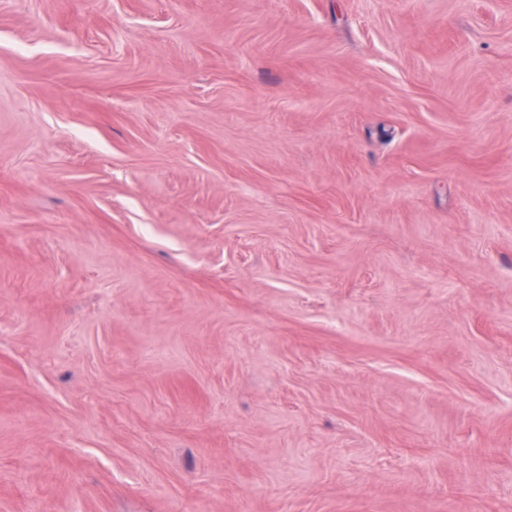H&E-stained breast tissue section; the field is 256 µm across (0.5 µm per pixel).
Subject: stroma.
<instances>
[{"instance_id": "stroma-1", "label": "stroma", "mask_w": 512, "mask_h": 512, "mask_svg": "<svg viewBox=\"0 0 512 512\" xmlns=\"http://www.w3.org/2000/svg\"><path fill=\"white\" fill-rule=\"evenodd\" d=\"M0 512H512V0H0Z\"/></svg>"}]
</instances>
